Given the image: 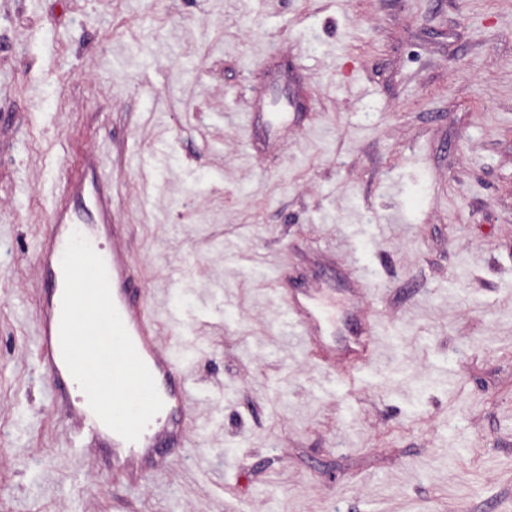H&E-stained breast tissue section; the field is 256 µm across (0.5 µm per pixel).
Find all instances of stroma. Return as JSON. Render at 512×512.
Masks as SVG:
<instances>
[{"instance_id": "stroma-1", "label": "stroma", "mask_w": 512, "mask_h": 512, "mask_svg": "<svg viewBox=\"0 0 512 512\" xmlns=\"http://www.w3.org/2000/svg\"><path fill=\"white\" fill-rule=\"evenodd\" d=\"M74 159L192 387L138 490L35 362ZM0 512H512V0H0ZM331 304L323 298H309L306 301L293 300V312L302 323L309 325L331 319Z\"/></svg>"}]
</instances>
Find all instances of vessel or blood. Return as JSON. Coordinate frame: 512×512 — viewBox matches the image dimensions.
<instances>
[{
  "label": "vessel or blood",
  "mask_w": 512,
  "mask_h": 512,
  "mask_svg": "<svg viewBox=\"0 0 512 512\" xmlns=\"http://www.w3.org/2000/svg\"><path fill=\"white\" fill-rule=\"evenodd\" d=\"M80 231L97 244L111 235L113 246L104 254L115 306L133 344L151 371L164 402L138 441L129 442L105 426L91 410L87 397L71 376L62 356L60 318L64 288L62 256L73 231ZM122 225L113 223L107 199L97 198L93 212L69 218L56 212L52 231L40 244L42 270L51 282L41 305L37 363L51 379L54 404L71 414L82 436L96 452L98 462L120 471L125 487H138L146 476L166 459L168 449L182 446L187 439L185 407L190 398L189 382L176 361L160 352L156 327L148 313L147 299L136 268L122 250ZM293 312L307 324L331 318V305L323 298L294 301Z\"/></svg>",
  "instance_id": "obj_1"
}]
</instances>
